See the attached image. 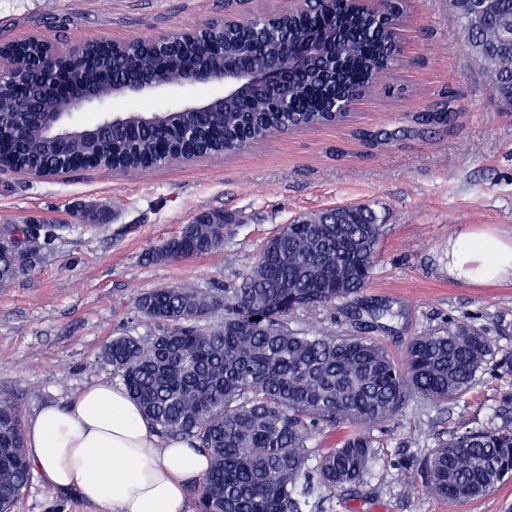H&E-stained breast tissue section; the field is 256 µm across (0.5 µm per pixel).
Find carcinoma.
I'll list each match as a JSON object with an SVG mask.
<instances>
[{
	"mask_svg": "<svg viewBox=\"0 0 512 512\" xmlns=\"http://www.w3.org/2000/svg\"><path fill=\"white\" fill-rule=\"evenodd\" d=\"M449 8L492 94L511 111L512 0H449ZM404 14L403 0H336L320 14L293 8L245 24H212L193 40L175 41L169 56L204 60L222 72L247 47L262 64L316 25L324 46L336 54V67L316 62L294 83L286 103L257 90L227 96L206 123L191 112L157 116L144 105L138 136L129 137L119 125L77 130L64 160L41 128L21 125L28 87L5 91L0 124L19 127V140L0 150V164L30 176L67 174L89 159L115 170L143 169L166 156L232 152L290 129L340 122L347 113L330 112L332 97H358L393 68L394 29ZM4 45L6 59L22 50L37 60L49 51L35 37ZM156 53L138 38L109 49L88 44L80 55L57 52L56 66L92 86L99 68H112L115 83L99 88L108 97L123 89L122 80L148 69ZM458 114L448 104L438 115L420 117V124H449ZM312 219L316 223L283 225L241 283L224 289L222 297L191 284L138 294L133 308L156 324L157 333L117 336L103 348L102 358L156 432L188 440L209 455L197 512H331L336 493L366 485L375 458L373 428L399 416L413 396L459 400L494 355L484 331L465 323L414 337L401 364L369 336L288 328V317L300 309L335 308L356 297L377 262L380 225L368 207L329 208ZM61 230L34 219L1 227L0 288L36 266ZM223 245L224 225L185 224L148 256L156 263L178 262ZM221 310L224 321L202 325ZM387 313L383 306H355L348 315L361 325ZM338 427L347 434L336 447L324 452L311 445ZM422 468L430 496L463 502L488 494L512 477V419L458 428L437 441ZM30 475L21 411L0 394V512H13Z\"/></svg>",
	"mask_w": 512,
	"mask_h": 512,
	"instance_id": "carcinoma-1",
	"label": "carcinoma"
}]
</instances>
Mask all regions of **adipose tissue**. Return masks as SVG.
<instances>
[{"label":"adipose tissue","instance_id":"1","mask_svg":"<svg viewBox=\"0 0 512 512\" xmlns=\"http://www.w3.org/2000/svg\"><path fill=\"white\" fill-rule=\"evenodd\" d=\"M448 273L473 285L512 281V234L461 227L448 242ZM25 453L44 483L76 489L105 512H192L188 490L209 469L202 449L158 434L107 380L68 405L43 406L25 427Z\"/></svg>","mask_w":512,"mask_h":512}]
</instances>
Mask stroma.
<instances>
[{
	"instance_id": "stroma-1",
	"label": "stroma",
	"mask_w": 512,
	"mask_h": 512,
	"mask_svg": "<svg viewBox=\"0 0 512 512\" xmlns=\"http://www.w3.org/2000/svg\"><path fill=\"white\" fill-rule=\"evenodd\" d=\"M225 0H0V41L51 43L156 39L224 19ZM401 52L340 124L275 134L221 157L139 171L78 170L45 179L0 171V225L37 218L71 225L44 262L0 288V392L23 418L71 399L86 384L116 381L101 350L113 337L148 336L137 316L142 291L192 283H239L282 225L336 206L371 208L381 226L377 264L360 300L390 309L369 334L395 359L425 331L461 322L482 327L494 359L460 401L410 398L382 427L371 478L337 496L335 512H512V478L467 502L431 497L420 471L438 437L480 428L512 411V282L473 286L448 274V242L463 225L512 231V112L501 111L466 46L448 0H407ZM447 101L461 107L454 128L417 127L418 114ZM391 133L374 145L369 133ZM105 224L81 227L83 211ZM228 217L224 245L189 261L150 264V247L198 213ZM14 512H103L78 491L33 477Z\"/></svg>"
}]
</instances>
